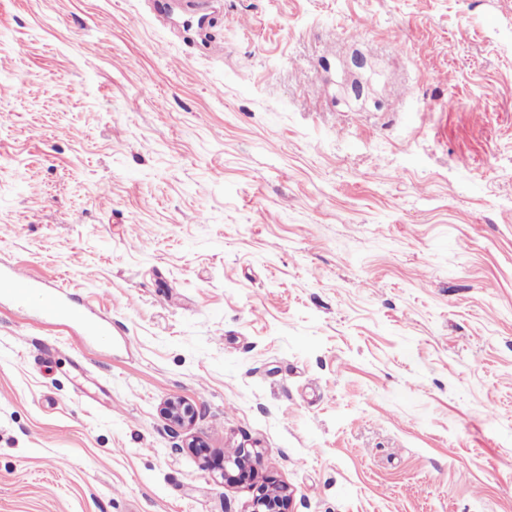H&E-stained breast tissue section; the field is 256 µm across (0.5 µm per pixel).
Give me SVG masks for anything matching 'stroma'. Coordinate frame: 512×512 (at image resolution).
Instances as JSON below:
<instances>
[{
  "label": "stroma",
  "mask_w": 512,
  "mask_h": 512,
  "mask_svg": "<svg viewBox=\"0 0 512 512\" xmlns=\"http://www.w3.org/2000/svg\"><path fill=\"white\" fill-rule=\"evenodd\" d=\"M165 2L0 0V512H512V0ZM0 296L14 299L20 308L27 307L34 296H39L43 314L63 317L79 327L81 336L71 337L76 349L82 348L86 339L107 333L105 320L95 316L88 306L73 304L60 288L36 280L11 264H0ZM163 412L168 417V419L183 427H188L194 418L193 407L187 402L178 398L167 400L164 403ZM254 499L253 512H285L288 502V486L272 485L270 488L259 489Z\"/></svg>",
  "instance_id": "35a3bbf8"
}]
</instances>
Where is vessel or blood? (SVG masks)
<instances>
[{
  "instance_id": "vessel-or-blood-1",
  "label": "vessel or blood",
  "mask_w": 512,
  "mask_h": 512,
  "mask_svg": "<svg viewBox=\"0 0 512 512\" xmlns=\"http://www.w3.org/2000/svg\"><path fill=\"white\" fill-rule=\"evenodd\" d=\"M0 296L14 299L20 307H27L33 297H40L43 314L54 318H65L80 329L79 336L73 337L75 348H82L86 339L105 334L107 328L103 318L95 316L85 305H76L70 296L60 288L34 279L10 264H0Z\"/></svg>"
}]
</instances>
